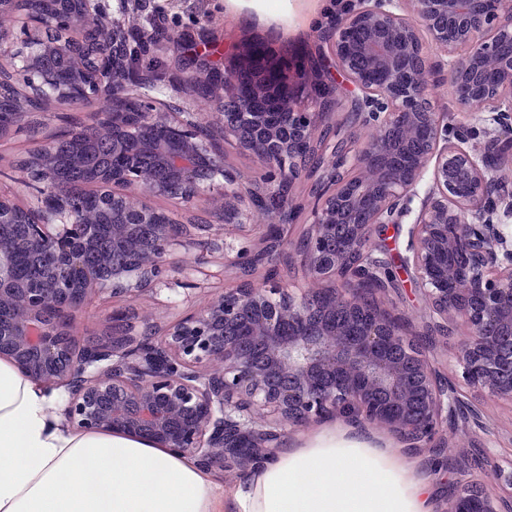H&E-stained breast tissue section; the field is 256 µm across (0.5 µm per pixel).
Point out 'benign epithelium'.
<instances>
[{
  "label": "benign epithelium",
  "mask_w": 512,
  "mask_h": 512,
  "mask_svg": "<svg viewBox=\"0 0 512 512\" xmlns=\"http://www.w3.org/2000/svg\"><path fill=\"white\" fill-rule=\"evenodd\" d=\"M412 4L407 11L406 3ZM146 0H82L77 12H47L42 3L19 15L14 0H0V72L22 77L40 94H9L16 116L47 101L101 104L91 143L119 153L131 144L154 158L155 169L134 162L91 184L95 207L77 209L55 174L57 142L44 143L22 165L37 184V202L24 210L0 193V224L24 217L22 240L0 239V357L36 385L64 389L67 426L146 437L204 468L241 473L276 458L288 431L324 419L383 429L409 452L431 453L438 434L464 409L455 384L440 375L410 334L408 320L361 297L373 280L398 287L395 260L384 244L391 227L407 230L400 266L430 304L428 327L448 336L465 327L456 354L462 378L491 397L512 402V178L497 180L498 161L512 164V0H360L337 30L324 37L322 58L331 88L350 84L346 121L374 133L347 142L336 122V102L318 91V110L301 112L283 75L267 69L239 92L240 72L207 66L186 73L183 86L202 97L224 85L218 105L224 142L255 156L263 173L244 180L224 160L194 104L160 98L164 89L132 73L137 47L162 42L159 29L125 26L115 14L144 12ZM62 37L46 41L44 25ZM448 56V92L475 125L444 120L430 104L435 64L421 32ZM98 48L96 68L75 51ZM63 56L71 79L59 82L47 58ZM498 81H483L486 68ZM162 136L144 140L145 127ZM337 129L323 148L314 177L324 194L299 240L281 227L298 205L283 191L306 175L302 154L325 127ZM482 137L475 151L471 140ZM417 145L415 163L400 155ZM419 211L411 204L425 177ZM220 185L224 235L241 231L263 212V247L249 261L286 255L304 273L306 287L239 278L224 291L151 338L125 343L92 341L75 349L78 317L89 300L171 289L166 260L184 225L146 197L190 202ZM101 208L119 215L112 247L89 254ZM152 224L144 245L137 225ZM33 253L49 269L75 272L59 288H26L16 280L15 255ZM453 289H448V284ZM340 323L314 314L312 298ZM359 316L363 334L347 319ZM495 324L501 333H491ZM294 326L295 332L283 331ZM233 326L238 332L225 334ZM493 482L505 493L480 494L481 512H512V467H498ZM474 491L455 487L447 512H471Z\"/></svg>",
  "instance_id": "benign-epithelium-1"
}]
</instances>
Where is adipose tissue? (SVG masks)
<instances>
[{
    "label": "adipose tissue",
    "instance_id": "1",
    "mask_svg": "<svg viewBox=\"0 0 512 512\" xmlns=\"http://www.w3.org/2000/svg\"><path fill=\"white\" fill-rule=\"evenodd\" d=\"M54 395L0 359V512H435L426 475L358 431L322 430L228 492L194 462L120 433L64 429Z\"/></svg>",
    "mask_w": 512,
    "mask_h": 512
}]
</instances>
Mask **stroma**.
Instances as JSON below:
<instances>
[{"instance_id":"35a3bbf8","label":"stroma","mask_w":512,"mask_h":512,"mask_svg":"<svg viewBox=\"0 0 512 512\" xmlns=\"http://www.w3.org/2000/svg\"><path fill=\"white\" fill-rule=\"evenodd\" d=\"M162 5L168 29L181 31L206 28L216 45L212 49V60L216 68H232L251 64L257 67L277 65L283 69L288 81L301 88L304 95L315 92L317 77L311 58L320 47V36L331 29L339 15L334 0H291L286 17L266 19L260 17L251 4H244L235 11L227 10L224 0H158ZM98 103L89 100L78 105L47 102L40 111L31 113L25 121L14 126L0 137V193L9 195L14 203L26 208L36 198L24 183L20 162L27 154L43 142L58 140L76 126L94 123ZM207 262L214 278L204 287L195 289L194 297L205 298L221 291L224 285L233 282V268L225 267L224 255L198 244L197 240L184 242L175 256L169 260L171 278H179V262L195 260ZM383 302L404 314L410 323L409 331L420 334L429 312L425 298L415 290L411 282H403L398 290L383 295ZM182 295L167 293H142L129 299L116 297L97 301L83 312L77 325L79 339L85 340L106 332L116 310L135 312L136 316L149 319L153 325L166 328L176 317L187 310ZM465 396L480 410L484 420L490 424L494 436L485 439L476 429L458 425L449 440L461 463L448 467L441 459L424 460L437 492L439 504H446L449 491L461 483L483 489L484 493L497 495L498 488L491 479L489 464L512 463V403L485 396L472 387H464Z\"/></svg>"}]
</instances>
